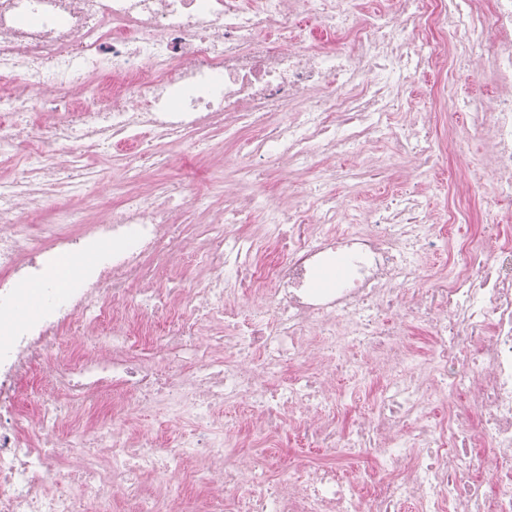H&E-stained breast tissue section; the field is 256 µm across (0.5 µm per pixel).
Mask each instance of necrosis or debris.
Returning <instances> with one entry per match:
<instances>
[{"label": "necrosis or debris", "mask_w": 512, "mask_h": 512, "mask_svg": "<svg viewBox=\"0 0 512 512\" xmlns=\"http://www.w3.org/2000/svg\"><path fill=\"white\" fill-rule=\"evenodd\" d=\"M490 15L496 40L491 100L449 86V133L484 140L476 175L512 196V0H0V162L27 143L29 163L0 179V512H112V484L133 512H171L163 497L138 493L142 477L180 476L208 489L221 512L224 489L247 484L236 512H512V228L462 231L469 214L451 202L433 227L419 191L359 208L356 227L329 234L339 212L272 202L252 190L235 211L264 212L259 234L210 228L198 310L222 319L203 341L162 289L144 307L143 267L176 249L172 203L187 183L169 181L159 199L134 196L77 233L39 241L14 223L39 210L60 183L85 193L86 154L118 156L126 171L163 167L151 142L219 125L252 131L248 172L271 159L314 169L347 145L368 144L391 127L412 80L453 67ZM78 105L40 135L27 109ZM453 250L448 278L416 292L422 254ZM41 311L20 314L31 288ZM433 339L422 359L405 318ZM92 338L97 354L72 353L50 371L63 335ZM325 340L333 371L279 381L308 337ZM394 375L378 402L342 434L332 427L336 376L362 378L363 357ZM121 388L139 406L184 425L167 440L131 443L113 420L72 426L61 397L97 405ZM244 403L237 428L275 434L299 417L311 448L376 449L364 474L313 465L271 484L269 468L235 461L209 473L235 447L226 408ZM448 421L433 420V405ZM36 431H29V423ZM491 480L472 476L478 450Z\"/></svg>", "instance_id": "obj_1"}]
</instances>
